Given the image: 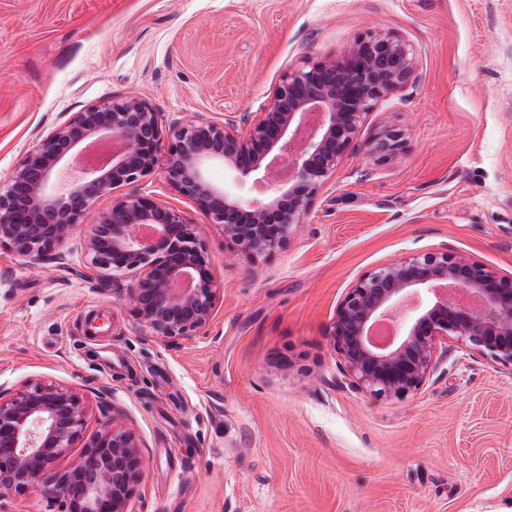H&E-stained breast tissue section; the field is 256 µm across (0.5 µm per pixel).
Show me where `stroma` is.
Listing matches in <instances>:
<instances>
[{
  "label": "stroma",
  "mask_w": 512,
  "mask_h": 512,
  "mask_svg": "<svg viewBox=\"0 0 512 512\" xmlns=\"http://www.w3.org/2000/svg\"><path fill=\"white\" fill-rule=\"evenodd\" d=\"M370 32L404 38L418 77L376 103L284 248L234 251L160 173L121 188L195 225L218 285L197 336H152L131 275H89L83 231L37 264L0 249V390L52 382L85 403L57 471L109 423L141 444L129 512H512V366L452 341L420 390L376 397L329 344L350 289L407 255L512 278V0H0V181L112 100L166 129H248L286 73ZM387 128L404 148L374 161Z\"/></svg>",
  "instance_id": "stroma-1"
}]
</instances>
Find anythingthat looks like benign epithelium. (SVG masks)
Here are the masks:
<instances>
[{"instance_id":"obj_1","label":"benign epithelium","mask_w":512,"mask_h":512,"mask_svg":"<svg viewBox=\"0 0 512 512\" xmlns=\"http://www.w3.org/2000/svg\"><path fill=\"white\" fill-rule=\"evenodd\" d=\"M410 45L390 33L354 40L336 57L286 74L247 132L228 122L189 124L164 139L158 113L137 98L87 108L30 151L0 184V248L40 261L84 223L94 203L156 171L220 225L236 251L269 255L303 223L310 203L383 97L417 78ZM403 149L386 130L369 145L379 161ZM213 163L239 181L268 182L248 203L208 177ZM84 251L97 274H131L137 319L161 339L210 324L217 286L195 226L148 196L112 199L87 225ZM391 324L390 336L375 330ZM450 340L512 364V278L447 252H420L378 267L336 310L330 346L348 385L377 397L419 390ZM86 410L69 387L33 382L0 391V510L36 482L58 512H127L143 467L134 433L103 426L67 470L56 462L82 434Z\"/></svg>"}]
</instances>
